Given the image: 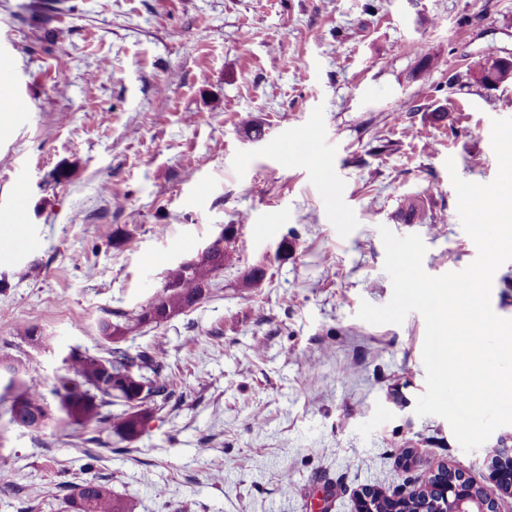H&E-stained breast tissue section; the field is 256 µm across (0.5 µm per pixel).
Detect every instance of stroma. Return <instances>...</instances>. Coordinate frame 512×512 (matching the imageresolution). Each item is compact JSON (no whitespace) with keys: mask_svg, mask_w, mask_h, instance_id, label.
<instances>
[{"mask_svg":"<svg viewBox=\"0 0 512 512\" xmlns=\"http://www.w3.org/2000/svg\"><path fill=\"white\" fill-rule=\"evenodd\" d=\"M424 51L439 67L419 70ZM491 52L512 57V0H0L11 93L30 104L0 108V225L24 191L38 242L0 248V350L50 387L70 349L101 353L100 319L147 305L225 228L237 251L198 305L127 336L162 345L175 390L138 438L106 436L92 462L88 430L0 415V512H65L91 477L135 512H355L361 488L424 486L433 462L490 486L512 425L464 451L415 413L422 316L357 312L392 297L380 227L419 235L432 276L476 258L445 162L497 174L512 82L465 76ZM416 195L423 217L405 222ZM257 264L264 281L243 287Z\"/></svg>","mask_w":512,"mask_h":512,"instance_id":"stroma-1","label":"stroma"}]
</instances>
